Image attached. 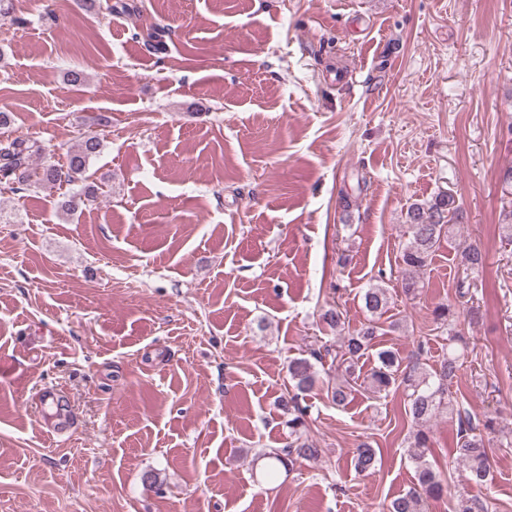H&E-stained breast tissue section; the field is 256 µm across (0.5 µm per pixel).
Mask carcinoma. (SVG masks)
Instances as JSON below:
<instances>
[{"mask_svg": "<svg viewBox=\"0 0 512 512\" xmlns=\"http://www.w3.org/2000/svg\"><path fill=\"white\" fill-rule=\"evenodd\" d=\"M43 149L38 140L29 137H10L0 139V188L12 192L27 190L31 187L71 185L85 180V174L91 163L103 152V140L96 132L81 136L66 153L63 164L45 161L33 164L32 158L41 155ZM97 189L85 185L80 191L63 197L59 211L72 218L79 206L96 198ZM463 211L453 198L440 195L434 200L412 204L407 211V241L401 248L403 265L401 289L404 296L413 300L424 283L420 273L430 265L443 237L453 238L457 226L463 223ZM461 265L473 272H479L486 264V255L474 245L457 251ZM366 323L361 328L341 337L337 350L332 346L325 351L313 350L310 357L294 358L288 362L289 381L293 383L294 393L281 401V407L288 412V428L292 441L283 448H273L263 452L259 458L266 460L264 473L274 477L280 469L293 470L294 464L302 460H311L318 456L319 449L303 438L306 428L309 406L302 404L319 381L315 363H320L324 355L332 356L344 367L345 378L327 383V393L338 407L349 403L353 383L358 380L356 371L364 356L375 346V339L382 330L381 319L388 312L390 296L386 288L373 284L363 294ZM437 328L446 333L443 340L448 342V357L436 368H427L420 362L427 341L420 340L417 350L404 358L396 349H380L367 379L374 392L389 394L391 389L400 386L407 390V410L417 429L410 435L409 457L416 471V483L406 494L392 500L389 512H424L428 499L441 496L444 483L427 460L431 447L430 422L441 414L461 415L458 403L451 391L452 383L463 364L464 354L458 352L463 336L455 331V315L448 305H438L433 310ZM325 324L333 331L345 330L346 317L339 308H330L322 316ZM460 461L468 470L467 481L479 488L492 479V466L486 446L481 436L473 433V427L461 424L456 434V448ZM378 462L376 449L362 442L354 451V466L357 471L369 472Z\"/></svg>", "mask_w": 512, "mask_h": 512, "instance_id": "carcinoma-1", "label": "carcinoma"}]
</instances>
